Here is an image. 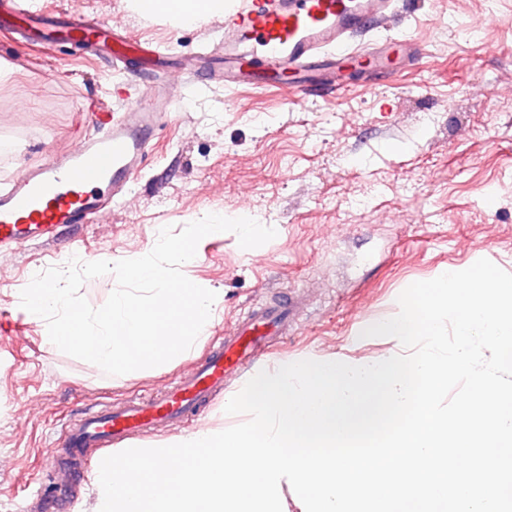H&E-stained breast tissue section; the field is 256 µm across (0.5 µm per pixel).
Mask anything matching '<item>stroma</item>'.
<instances>
[{"label": "stroma", "mask_w": 512, "mask_h": 512, "mask_svg": "<svg viewBox=\"0 0 512 512\" xmlns=\"http://www.w3.org/2000/svg\"><path fill=\"white\" fill-rule=\"evenodd\" d=\"M55 2L184 53L223 26L215 14L176 27L136 15L127 0ZM410 12L409 32L426 54L408 72L339 97L315 89L298 105L276 91H183L181 111L110 215L62 229L55 244L0 256V512H24L70 418L153 393L207 350L202 342L165 367L110 376L50 345L46 321L27 315L20 292L59 259H131L150 252L161 228L178 231L210 213L274 225L276 237L253 249L232 232L203 238L183 269L224 291L212 337L232 335L280 291L300 290L299 323L272 341L265 371L401 351L396 338L364 331L399 313L410 284L482 258L512 273V0H417ZM11 51L13 76L0 81V184L93 134L97 103L124 104L114 95L122 73L73 47ZM245 420L219 400L178 432L130 444Z\"/></svg>", "instance_id": "35a3bbf8"}]
</instances>
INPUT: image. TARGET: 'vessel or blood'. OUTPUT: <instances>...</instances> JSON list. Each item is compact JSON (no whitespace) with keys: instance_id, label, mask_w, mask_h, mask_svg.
I'll use <instances>...</instances> for the list:
<instances>
[{"instance_id":"obj_1","label":"vessel or blood","mask_w":512,"mask_h":512,"mask_svg":"<svg viewBox=\"0 0 512 512\" xmlns=\"http://www.w3.org/2000/svg\"><path fill=\"white\" fill-rule=\"evenodd\" d=\"M57 14L44 0H0V29L17 45L46 52L82 41L85 57L100 61L118 63L136 54L144 80L138 99L121 115L99 109L102 134L22 167L0 189V251L54 240L60 226L88 224L105 214L144 168L182 90L262 82L297 99L314 88L342 94L351 87L349 73L359 72L371 83L410 69L423 53L405 31L408 14L400 0H231L223 33L180 61L166 44L131 37L83 14L60 23ZM18 19L30 24L29 36L17 35ZM298 309V297L283 292L274 304L250 311L232 337L214 341L203 359L163 389L69 420L49 463L52 483L39 485L37 499L65 512L79 476L94 459L133 436L202 413L228 379L283 335Z\"/></svg>"}]
</instances>
